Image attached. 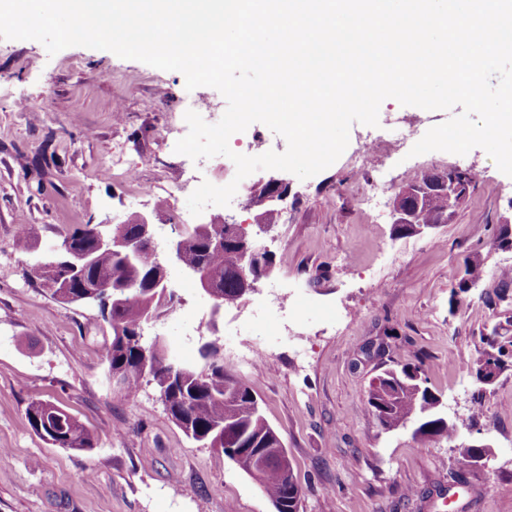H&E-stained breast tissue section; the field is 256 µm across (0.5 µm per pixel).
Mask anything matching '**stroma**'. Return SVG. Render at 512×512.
<instances>
[{
    "mask_svg": "<svg viewBox=\"0 0 512 512\" xmlns=\"http://www.w3.org/2000/svg\"><path fill=\"white\" fill-rule=\"evenodd\" d=\"M185 77L107 50L73 46L48 54L35 40L0 39V512H274L238 465L188 439L153 384L125 397L104 358L112 331L96 307L53 298L34 267L64 235L85 224L152 216L157 248L183 228L187 199L202 183L235 175L212 158L175 153L189 127L181 115ZM451 111H423L384 100L369 131L375 161L392 188L453 166L480 177L447 223L400 237L391 207L366 208L370 177L349 142L327 169L302 180L269 233L257 234L255 209L228 215L259 246L281 256L269 277L278 300L251 292L213 315V301L179 270L170 281L176 309L151 324L171 357L200 363L216 341L224 368L257 395L281 435L302 489L300 512H512V366L487 390L468 370L487 336L512 338L503 307L486 303L512 252L493 239L512 213V177L482 148L411 157L395 148L402 126L422 130ZM121 159L140 163L136 182L102 175ZM153 193L141 197L144 185ZM164 208H157V201ZM26 225L28 251L17 250ZM485 276L463 303L451 300L466 258ZM262 349L257 366L237 352ZM423 361L429 387L448 413L467 416L492 446L486 468L465 466L447 442L428 446L410 431H384L365 392L385 369ZM52 402L98 438L95 448L52 446L26 410Z\"/></svg>",
    "mask_w": 512,
    "mask_h": 512,
    "instance_id": "1",
    "label": "stroma"
}]
</instances>
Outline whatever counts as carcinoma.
<instances>
[{"instance_id":"cac0c4a2","label":"carcinoma","mask_w":512,"mask_h":512,"mask_svg":"<svg viewBox=\"0 0 512 512\" xmlns=\"http://www.w3.org/2000/svg\"><path fill=\"white\" fill-rule=\"evenodd\" d=\"M419 220L424 224H443L448 220V196L434 193L423 200ZM86 224L66 234L76 252L91 256L85 281L95 288H111L122 282L130 288L119 295L121 302L100 307L101 316L112 328L111 342L105 358L109 372L125 394L136 392L147 380L171 402L170 416L185 435L195 442L213 445L222 440V447L235 451L236 463L248 473L260 472L258 484L269 499L286 502L288 512H300L301 493L291 494L296 482L294 472H285L259 452L278 444L273 429L265 420L257 397L245 384L224 371L217 361L219 349L213 342L201 349L209 360L207 370L166 358L164 345L156 338L144 341L145 315L159 319L180 302L173 289L154 287L155 258L144 250L137 254L114 255L99 247L94 230ZM185 257L190 265L206 268L216 289L229 298L243 288L256 290L266 272L272 270L273 258L260 255L261 269L242 280L236 270L237 246L243 240L233 236L224 221L193 224L185 234ZM224 238V250L209 249L213 239ZM498 301L505 302L512 291V267L499 270ZM489 350L474 363L477 378L487 377L485 369L494 364L504 370L512 364V340L500 344L494 337L486 339ZM366 403L382 429L388 431L407 423H416L424 440L432 445L449 440L460 431L475 425L480 407L472 409L465 419L452 423L442 420L444 403L427 386L423 363H405L376 376L365 394ZM31 428L50 444L70 450L89 451L96 447L95 434L64 409L45 401H33L27 407Z\"/></svg>"}]
</instances>
